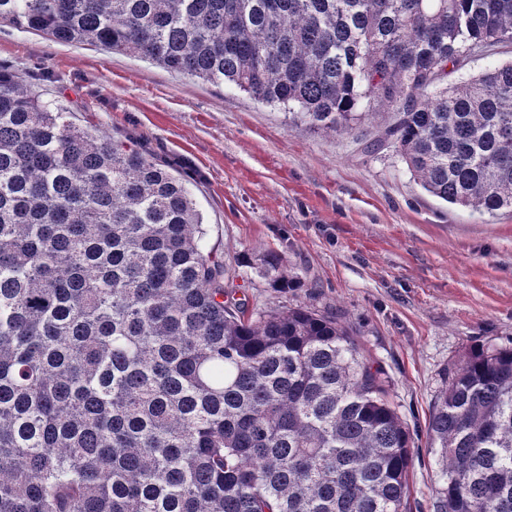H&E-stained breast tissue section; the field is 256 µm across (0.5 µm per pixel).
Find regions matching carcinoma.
<instances>
[{
  "label": "carcinoma",
  "instance_id": "carcinoma-1",
  "mask_svg": "<svg viewBox=\"0 0 512 512\" xmlns=\"http://www.w3.org/2000/svg\"><path fill=\"white\" fill-rule=\"evenodd\" d=\"M0 20L232 85L512 211V0H0ZM186 179L0 72V512H406L383 369L307 307L247 312ZM262 275L297 284L278 257ZM436 512H512V346L435 396ZM512 60V45H499L493 51L473 54L461 69L448 74V86L478 76L498 65Z\"/></svg>",
  "mask_w": 512,
  "mask_h": 512
}]
</instances>
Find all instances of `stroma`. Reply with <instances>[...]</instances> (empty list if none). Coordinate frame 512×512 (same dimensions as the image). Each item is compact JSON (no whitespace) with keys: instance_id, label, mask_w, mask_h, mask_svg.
Here are the masks:
<instances>
[{"instance_id":"35a3bbf8","label":"stroma","mask_w":512,"mask_h":512,"mask_svg":"<svg viewBox=\"0 0 512 512\" xmlns=\"http://www.w3.org/2000/svg\"><path fill=\"white\" fill-rule=\"evenodd\" d=\"M0 69L77 125L174 164L248 310L309 307L353 331L412 437L409 510L434 512L435 396L472 346L512 343V215L439 200L395 153L364 152L359 133L289 124L235 87L129 54L0 22ZM273 255L298 287L260 275Z\"/></svg>"}]
</instances>
